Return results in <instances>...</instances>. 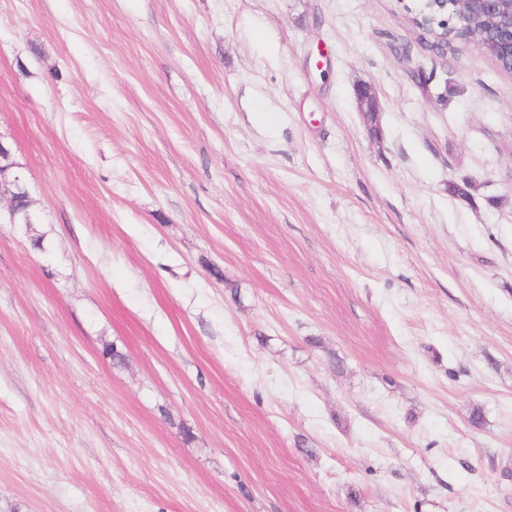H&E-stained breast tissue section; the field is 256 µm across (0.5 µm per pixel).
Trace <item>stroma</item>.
<instances>
[{"instance_id":"stroma-1","label":"stroma","mask_w":512,"mask_h":512,"mask_svg":"<svg viewBox=\"0 0 512 512\" xmlns=\"http://www.w3.org/2000/svg\"><path fill=\"white\" fill-rule=\"evenodd\" d=\"M417 4L0 0V512H512V73ZM14 155L11 145L2 141L0 138V198L2 194L7 196V206L2 212L0 207V220H7L10 224H34L38 213L33 209L32 200L23 175L16 169L19 164L14 161ZM19 198H23L27 203V209L21 215L16 207Z\"/></svg>"}]
</instances>
